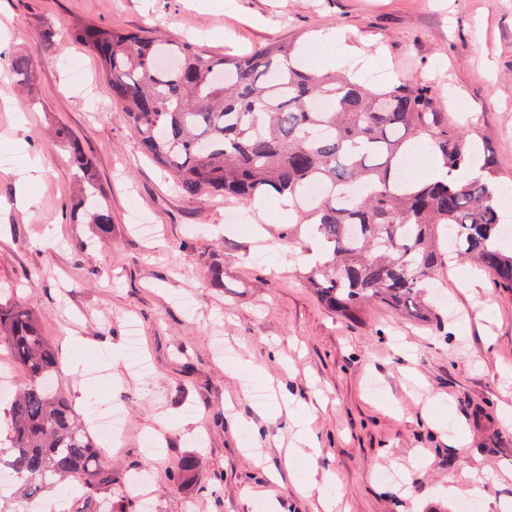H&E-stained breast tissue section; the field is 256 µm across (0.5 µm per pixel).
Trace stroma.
I'll return each mask as SVG.
<instances>
[{
	"label": "stroma",
	"mask_w": 512,
	"mask_h": 512,
	"mask_svg": "<svg viewBox=\"0 0 512 512\" xmlns=\"http://www.w3.org/2000/svg\"><path fill=\"white\" fill-rule=\"evenodd\" d=\"M0 24L7 59L39 61L25 92L0 63V301L37 317L86 421L121 408L108 456L120 483L148 472L154 512H270L274 498L314 512L299 492L312 473L334 477L343 512H466L472 501L512 512V426L500 416L512 406V292L462 262L439 269L429 320L379 303L331 311L303 276L310 226L178 193L142 154L96 58L64 38L100 25L241 55L332 31L363 53L369 83L449 90L445 111L512 184V0H0ZM62 124L96 164L111 238L72 221L74 173L50 135ZM23 150L43 161L36 180L20 179ZM132 323L145 373L127 363ZM86 360L100 383L72 373ZM307 412L320 451L287 458ZM186 455L198 468L171 480ZM465 468L482 477L480 494L460 483Z\"/></svg>",
	"instance_id": "1"
}]
</instances>
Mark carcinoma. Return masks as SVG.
Segmentation results:
<instances>
[{"label": "carcinoma", "instance_id": "1", "mask_svg": "<svg viewBox=\"0 0 512 512\" xmlns=\"http://www.w3.org/2000/svg\"><path fill=\"white\" fill-rule=\"evenodd\" d=\"M70 36L97 58L143 153L173 176L180 193L244 203L292 198L297 223L314 226L332 251L309 275L332 311L383 303L426 318L431 280L457 256L512 291L505 185L493 153L448 121L442 90L431 83L369 87L342 70L306 67L302 45L288 41L228 57L150 32L85 26ZM37 66L30 56L8 60L22 84ZM318 101L324 107L312 108ZM54 138L81 186L73 219L110 237L112 214L93 161L67 127H57ZM423 141L441 155L444 173L413 182L404 165ZM474 163L479 175H462ZM312 185L325 193L306 203ZM1 347L27 381L0 421V512H25L26 503L61 483L73 490L66 512H126L125 500L112 502V465L55 383L58 351L19 303H0ZM197 466L187 455L171 478H187Z\"/></svg>", "mask_w": 512, "mask_h": 512}]
</instances>
